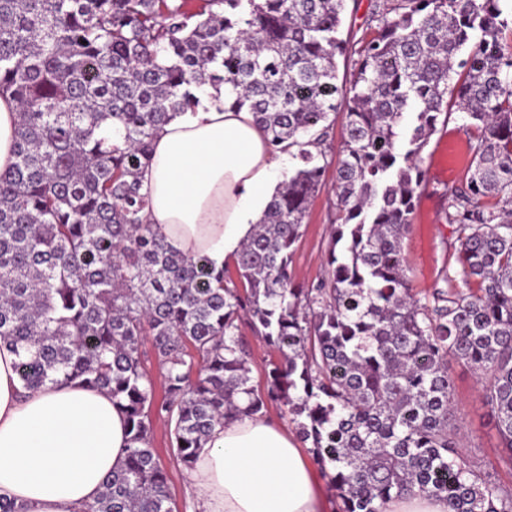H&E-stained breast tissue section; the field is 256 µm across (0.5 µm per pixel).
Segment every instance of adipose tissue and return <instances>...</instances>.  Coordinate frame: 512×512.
Returning <instances> with one entry per match:
<instances>
[{
    "instance_id": "obj_1",
    "label": "adipose tissue",
    "mask_w": 512,
    "mask_h": 512,
    "mask_svg": "<svg viewBox=\"0 0 512 512\" xmlns=\"http://www.w3.org/2000/svg\"><path fill=\"white\" fill-rule=\"evenodd\" d=\"M207 85L174 117L141 171L146 219L174 250L233 259L254 232L288 165L250 112ZM0 349V496L26 512H82L128 446L124 416L103 392L71 384L24 390ZM196 512H319L315 475L287 428L259 417L225 422L187 471Z\"/></svg>"
}]
</instances>
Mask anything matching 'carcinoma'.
I'll return each instance as SVG.
<instances>
[{
    "label": "carcinoma",
    "mask_w": 512,
    "mask_h": 512,
    "mask_svg": "<svg viewBox=\"0 0 512 512\" xmlns=\"http://www.w3.org/2000/svg\"><path fill=\"white\" fill-rule=\"evenodd\" d=\"M208 2L194 17L184 0H0V96L18 106L16 161L0 173V345L23 389L104 391L129 433L123 464L82 512H170L154 419L189 468L225 419L274 404L311 442L338 512H383L407 494L450 512H512V488L457 449L448 374L452 358L485 379L511 468L512 10L392 0L343 88L345 0ZM223 83L229 107L252 112L297 161L234 279L153 232L138 180L156 131ZM450 89L477 136L450 202L460 270L424 302L402 239ZM344 104L326 277L302 288L292 254ZM245 328L279 354L262 391Z\"/></svg>",
    "instance_id": "cac0c4a2"
}]
</instances>
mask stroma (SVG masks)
Returning <instances> with one entry per match:
<instances>
[{"label":"stroma","instance_id":"1","mask_svg":"<svg viewBox=\"0 0 512 512\" xmlns=\"http://www.w3.org/2000/svg\"><path fill=\"white\" fill-rule=\"evenodd\" d=\"M385 0H346L341 28L351 52L337 59V82L350 85L356 71V49L369 36L372 12ZM467 121L459 111L441 114L437 131L422 154L424 182L417 191L412 222L403 239V256L410 286L417 297L431 296L446 287L449 274L459 269V242L456 227L448 218L452 194L464 187L470 161ZM337 214V198L324 188L312 200L305 233L293 256L292 274L296 284L306 286L325 275L324 253L330 227ZM448 371L456 386V416L462 431L459 447L474 464L503 485L512 484V475L501 466V450L494 423L484 404L481 384L463 365L449 363ZM153 447L167 477L173 512H192L186 470L177 462L170 446L169 429L163 422L153 425Z\"/></svg>","mask_w":512,"mask_h":512}]
</instances>
